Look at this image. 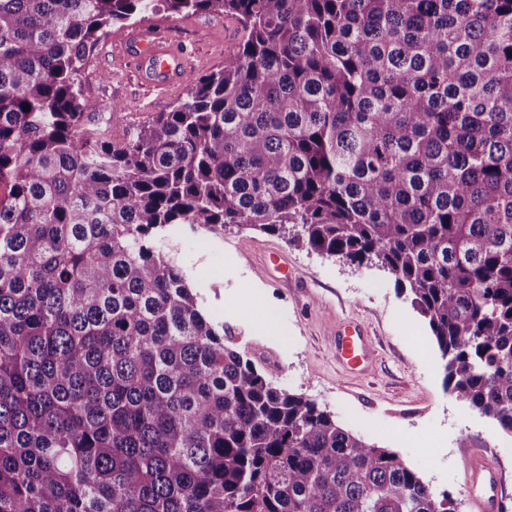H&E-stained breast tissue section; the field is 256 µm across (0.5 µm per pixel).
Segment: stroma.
Segmentation results:
<instances>
[{"label": "stroma", "instance_id": "1", "mask_svg": "<svg viewBox=\"0 0 512 512\" xmlns=\"http://www.w3.org/2000/svg\"><path fill=\"white\" fill-rule=\"evenodd\" d=\"M170 26L171 44L192 74L223 66L242 31L229 16L158 14ZM124 29L101 39L82 75V90L98 111L121 104L113 138L186 96L188 85L146 90L131 62L115 46ZM187 272L206 313L226 325L240 350L255 341L278 364L268 373L276 386L302 393L367 442L396 453L435 494L447 493L457 512H479L464 475L470 446L485 449L502 475L498 501L512 510V434L459 401L443 384L440 352L425 319L390 275L311 251L283 235L227 228L218 235L176 229L159 242ZM267 274H260V265ZM363 323L372 343L371 367L345 371L336 360L332 327Z\"/></svg>", "mask_w": 512, "mask_h": 512}]
</instances>
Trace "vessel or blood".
I'll list each match as a JSON object with an SVG mask.
<instances>
[{
    "label": "vessel or blood",
    "mask_w": 512,
    "mask_h": 512,
    "mask_svg": "<svg viewBox=\"0 0 512 512\" xmlns=\"http://www.w3.org/2000/svg\"><path fill=\"white\" fill-rule=\"evenodd\" d=\"M119 47L124 58L145 70V82L153 87H164L180 81L188 68L186 58L171 50L156 28L144 27L135 34L123 37ZM335 342L336 355L347 369L365 370L370 360V346L359 324L340 323L336 328ZM465 480L471 490V498L481 512H495L499 475L483 450L477 449L468 455Z\"/></svg>",
    "instance_id": "obj_1"
}]
</instances>
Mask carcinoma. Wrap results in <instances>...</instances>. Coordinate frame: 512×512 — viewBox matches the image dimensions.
I'll list each match as a JSON object with an SVG mask.
<instances>
[{
    "label": "carcinoma",
    "instance_id": "1",
    "mask_svg": "<svg viewBox=\"0 0 512 512\" xmlns=\"http://www.w3.org/2000/svg\"><path fill=\"white\" fill-rule=\"evenodd\" d=\"M159 12L242 42L115 141L83 69ZM511 51L512 0H0V512H456L226 343L158 242L293 227L386 270L512 434Z\"/></svg>",
    "mask_w": 512,
    "mask_h": 512
}]
</instances>
